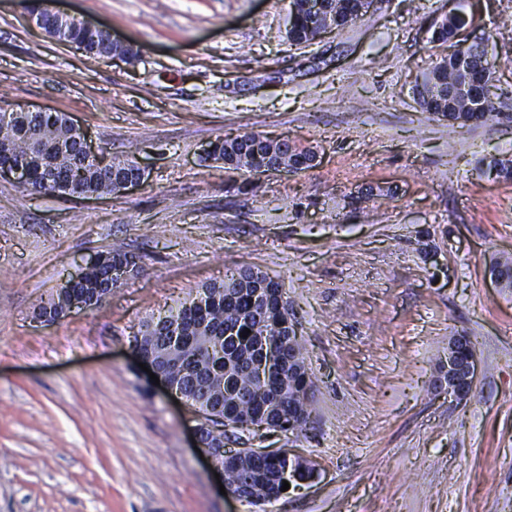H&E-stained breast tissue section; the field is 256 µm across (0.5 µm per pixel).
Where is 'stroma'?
Wrapping results in <instances>:
<instances>
[{
    "label": "stroma",
    "mask_w": 512,
    "mask_h": 512,
    "mask_svg": "<svg viewBox=\"0 0 512 512\" xmlns=\"http://www.w3.org/2000/svg\"><path fill=\"white\" fill-rule=\"evenodd\" d=\"M139 60H95L0 0V109L50 108L143 184L66 199L0 179V512H512V122L428 119L413 95L448 53L431 26L460 10L490 33L512 112V0H374L308 46L289 0H57ZM261 132L316 152L258 174L202 160ZM137 275L53 324L37 307L94 254ZM244 266L279 281L312 373L297 434L257 433L319 472L255 506L222 495L192 413L133 356L143 324ZM470 336L462 401L436 391L448 341ZM102 252L105 253L104 255H106L107 258L112 257V263L115 262L110 273L111 279L113 278V283L117 284L121 280L127 278L128 273H130V267H126L124 264L116 262L117 260L125 262L127 265L131 266V271H137L139 267V257L130 251H126L123 247H114Z\"/></svg>",
    "instance_id": "35a3bbf8"
}]
</instances>
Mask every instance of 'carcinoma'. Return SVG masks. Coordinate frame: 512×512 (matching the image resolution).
<instances>
[{
  "mask_svg": "<svg viewBox=\"0 0 512 512\" xmlns=\"http://www.w3.org/2000/svg\"><path fill=\"white\" fill-rule=\"evenodd\" d=\"M324 15L330 25L341 30L360 16L361 0H325ZM303 0H290L289 21L291 44L300 46L314 40L320 26L309 11L303 9ZM471 19L463 12L450 13L436 23L431 39L444 43L460 35ZM104 41L99 31L75 28L71 42L77 49L89 50ZM483 36L467 47L472 68L492 71ZM471 75L463 69L454 55L442 57L424 75L420 86L422 100L428 101L427 113L431 119H446L463 127L473 121L512 119L511 112L500 111L501 103L491 98V80H486L485 100L481 108L457 95V86ZM0 144L9 147L14 159H24L31 171L27 189L39 193H53L54 184L62 182L72 196L103 197L114 192L113 177L126 176L133 171L134 160L115 158L110 169L84 164L73 128L65 114L56 112L41 116L33 112H0ZM258 146L262 155L275 162L285 155L281 145L260 132H250L239 139H218L208 158L222 162L236 170L254 172L260 162L253 161L250 150ZM112 261H121L138 269L139 257L122 247L105 251ZM490 272L504 278V288H512V259L497 258ZM274 279L259 269L242 267L222 283L205 285L201 294L207 298L204 305L191 296L167 315L144 326L141 336L153 346L162 372L187 395L201 398L215 416L233 415L237 419L255 422L269 417L270 397H280L279 414L292 428L303 429L309 418V400L306 387L311 374L297 337L283 336L287 350L293 352V362L275 372L261 389L255 382L251 362L256 353L257 337L274 331L277 315L257 320L251 313L252 294L256 285H271ZM80 289L89 297L102 300L110 291L105 281L95 276ZM74 289L60 287L55 297L40 306L36 314L56 321L65 316ZM250 330L244 336L242 332ZM314 467L297 458H259L251 465L224 470V481L242 488L250 496L248 502L267 504L279 499L284 492L283 475L307 479Z\"/></svg>",
  "mask_w": 512,
  "mask_h": 512,
  "instance_id": "carcinoma-1",
  "label": "carcinoma"
}]
</instances>
